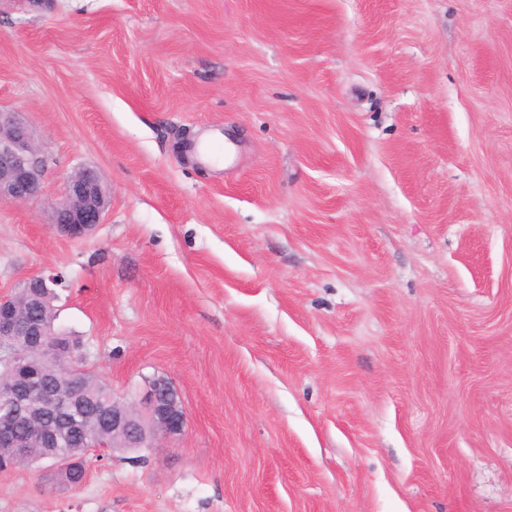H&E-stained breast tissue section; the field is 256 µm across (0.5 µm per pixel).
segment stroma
Instances as JSON below:
<instances>
[{"instance_id": "stroma-1", "label": "stroma", "mask_w": 512, "mask_h": 512, "mask_svg": "<svg viewBox=\"0 0 512 512\" xmlns=\"http://www.w3.org/2000/svg\"><path fill=\"white\" fill-rule=\"evenodd\" d=\"M0 107L49 158L0 293L55 275L83 366L186 418L0 512H512V0H0ZM108 203V189L97 171L80 168L66 178L61 198L51 204V224L63 235L82 237L102 224Z\"/></svg>"}]
</instances>
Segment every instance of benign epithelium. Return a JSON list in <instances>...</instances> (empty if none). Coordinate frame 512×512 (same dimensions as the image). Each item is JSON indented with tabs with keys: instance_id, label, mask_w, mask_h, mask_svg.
Here are the masks:
<instances>
[{
	"instance_id": "7a95c632",
	"label": "benign epithelium",
	"mask_w": 512,
	"mask_h": 512,
	"mask_svg": "<svg viewBox=\"0 0 512 512\" xmlns=\"http://www.w3.org/2000/svg\"><path fill=\"white\" fill-rule=\"evenodd\" d=\"M47 158L23 113L0 108V202H38L45 197ZM109 192L96 170L70 174L61 198L50 206L51 223L78 238L102 223ZM56 279L40 274L23 281L9 295L0 294V447L21 449L34 442L54 453L65 483L76 484L77 448H153L160 436L181 433L185 412L174 385L154 378L135 411L112 399L100 414L80 383L87 370L64 366L65 353L51 341ZM27 431L20 437L19 429Z\"/></svg>"
}]
</instances>
